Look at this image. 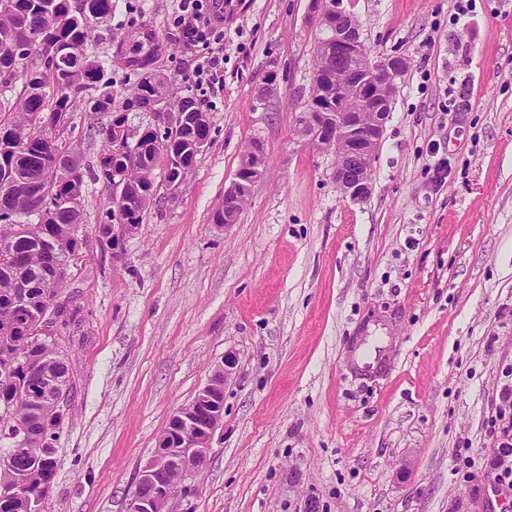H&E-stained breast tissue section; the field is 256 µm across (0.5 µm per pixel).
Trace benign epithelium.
I'll return each instance as SVG.
<instances>
[{"label": "benign epithelium", "instance_id": "obj_1", "mask_svg": "<svg viewBox=\"0 0 512 512\" xmlns=\"http://www.w3.org/2000/svg\"><path fill=\"white\" fill-rule=\"evenodd\" d=\"M319 24L332 30L330 41L321 51L325 62L322 75L333 76L334 66L365 52L358 26L345 27L341 20L347 17L343 0H314ZM402 76L399 64L373 63L354 69L347 87L336 88L335 112L325 111V100L314 104V111L304 114L302 130L310 132L309 139L334 154L336 166L333 177L343 193L354 202L370 195L371 181L367 176L382 141L387 113L379 111L381 91L385 87L397 89ZM264 155L252 148L245 153L235 179L224 191V199L235 201L261 176ZM61 296H55L44 315L38 320L37 334L50 336L56 332V310ZM175 415L180 420L182 433L177 444L157 450L139 470L128 512H171L173 499L167 483V473L182 471L186 477L207 461L214 434L221 420V411L209 413L195 409L194 404L179 408Z\"/></svg>", "mask_w": 512, "mask_h": 512}]
</instances>
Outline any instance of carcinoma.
<instances>
[{"mask_svg": "<svg viewBox=\"0 0 512 512\" xmlns=\"http://www.w3.org/2000/svg\"><path fill=\"white\" fill-rule=\"evenodd\" d=\"M0 13V86L22 80L25 98L13 116L0 118V133L13 138V148L0 156V245L10 247V257L0 259V458L12 456L9 466L0 464V488L14 485L23 475L26 486L8 499H0V512H34L42 486L52 482L57 461L53 441L63 426L65 411L58 394L45 392L46 380L63 385L72 395L74 382L60 345V334L76 322L80 308L64 302L56 311L57 334L40 338L31 333L48 301L61 292L64 282L50 277L51 262L70 259L77 242V227L85 226L82 208L85 178L112 190V171L124 174L129 187L124 212L127 223L144 222L157 193L154 170L164 160V151L185 152L184 166L191 170L200 151L185 150L184 137L208 140L210 114L193 98L171 101L167 80L149 74L133 87L122 112L93 127L101 149L96 166L85 168L77 148L60 140L56 131L66 127L80 93L94 83L102 90L86 100L91 112L112 111V80L107 67L87 52L94 28L87 16L99 23L112 18V0H9ZM18 41L19 56L5 48ZM35 57L30 66L20 61ZM126 112L188 113L189 126L174 140L163 139L152 127L143 129L142 143L150 145L148 157L140 159L131 149L112 155V139L125 128ZM51 151L62 158L71 177L60 181L50 175L42 153ZM14 168L47 203V216L30 220L37 203L18 192L5 180V168ZM31 441L15 450L12 436L18 428Z\"/></svg>", "mask_w": 512, "mask_h": 512, "instance_id": "cac0c4a2", "label": "carcinoma"}]
</instances>
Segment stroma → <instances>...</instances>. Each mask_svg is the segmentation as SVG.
<instances>
[{"mask_svg": "<svg viewBox=\"0 0 512 512\" xmlns=\"http://www.w3.org/2000/svg\"><path fill=\"white\" fill-rule=\"evenodd\" d=\"M343 4L372 57L409 62L361 203L300 133L312 0H224V66L203 86L176 0H112L88 52L112 60L113 106L158 73L211 127L176 192L156 169L144 223L71 269L76 388L46 512H128L169 417L229 351L222 424L172 512H502L494 472L463 459L490 453L512 364V0H471L462 19L456 0ZM143 26L158 40L139 71L116 54ZM109 118L77 105L59 137L95 162L90 128ZM255 141L263 174L215 223ZM375 333L387 369L365 374L352 350Z\"/></svg>", "mask_w": 512, "mask_h": 512, "instance_id": "obj_1", "label": "stroma"}]
</instances>
